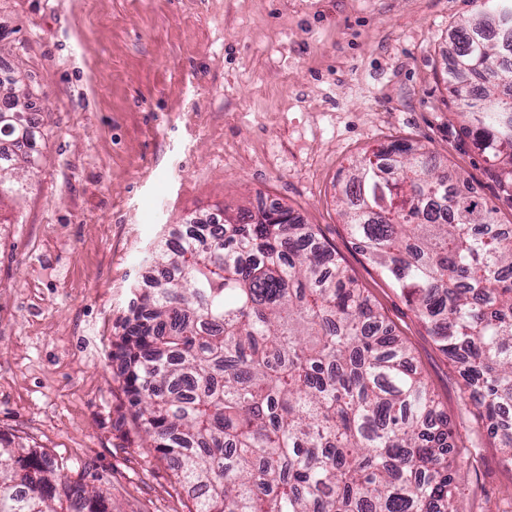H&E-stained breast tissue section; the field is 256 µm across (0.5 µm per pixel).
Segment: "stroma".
I'll return each instance as SVG.
<instances>
[{
	"instance_id": "stroma-1",
	"label": "stroma",
	"mask_w": 512,
	"mask_h": 512,
	"mask_svg": "<svg viewBox=\"0 0 512 512\" xmlns=\"http://www.w3.org/2000/svg\"><path fill=\"white\" fill-rule=\"evenodd\" d=\"M481 0H0V64L39 96L42 162L0 224V434L111 488L112 512H188L139 448L113 345L148 257L191 215L262 200L314 225L406 344L457 447L459 512H512V468L457 363L363 255L336 196L396 140L512 204L448 110V45Z\"/></svg>"
}]
</instances>
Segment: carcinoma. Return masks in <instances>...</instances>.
Here are the masks:
<instances>
[{
	"label": "carcinoma",
	"instance_id": "cac0c4a2",
	"mask_svg": "<svg viewBox=\"0 0 512 512\" xmlns=\"http://www.w3.org/2000/svg\"><path fill=\"white\" fill-rule=\"evenodd\" d=\"M512 0L455 28L448 108L512 202ZM0 73V207L38 166L39 122ZM432 151L364 154L340 193L350 235L460 364L476 415L512 423V230ZM151 256L119 319L122 391L140 447L191 512H459L448 417L384 316L318 232L281 206L191 216ZM0 435V512H112V491Z\"/></svg>",
	"mask_w": 512,
	"mask_h": 512
}]
</instances>
